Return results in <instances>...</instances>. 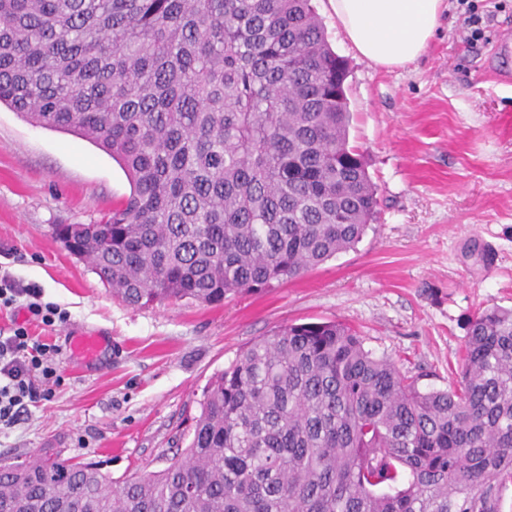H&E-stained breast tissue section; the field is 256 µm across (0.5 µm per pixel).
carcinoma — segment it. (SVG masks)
Returning <instances> with one entry per match:
<instances>
[{
    "label": "carcinoma",
    "mask_w": 512,
    "mask_h": 512,
    "mask_svg": "<svg viewBox=\"0 0 512 512\" xmlns=\"http://www.w3.org/2000/svg\"><path fill=\"white\" fill-rule=\"evenodd\" d=\"M346 75L311 0H0V104L128 172L70 253L132 306L218 304L361 240L378 198ZM200 407L159 471L0 459V512H501L512 309L474 316L446 391L325 322L247 346Z\"/></svg>",
    "instance_id": "cac0c4a2"
}]
</instances>
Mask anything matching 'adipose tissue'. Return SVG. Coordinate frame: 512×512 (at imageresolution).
Masks as SVG:
<instances>
[{
    "instance_id": "adipose-tissue-1",
    "label": "adipose tissue",
    "mask_w": 512,
    "mask_h": 512,
    "mask_svg": "<svg viewBox=\"0 0 512 512\" xmlns=\"http://www.w3.org/2000/svg\"><path fill=\"white\" fill-rule=\"evenodd\" d=\"M354 50L386 68L415 61L434 38L446 0H329Z\"/></svg>"
}]
</instances>
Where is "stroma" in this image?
Listing matches in <instances>:
<instances>
[{"instance_id": "obj_1", "label": "stroma", "mask_w": 512, "mask_h": 512, "mask_svg": "<svg viewBox=\"0 0 512 512\" xmlns=\"http://www.w3.org/2000/svg\"><path fill=\"white\" fill-rule=\"evenodd\" d=\"M312 0L332 49L347 59L349 142L364 155L380 213L354 248L298 277L220 305L131 306L52 228L93 224L130 194L121 166L75 134L0 106V265L69 314L32 335L57 345L61 386L0 432V457L43 452L98 461L113 479L158 471L190 441L210 378L240 349L288 324L338 321L420 391L445 390L462 368L470 319L512 308V79L488 70L512 32V0H472L482 35L448 0L438 33L406 67L358 57ZM75 331L109 337L102 364L74 359Z\"/></svg>"}]
</instances>
